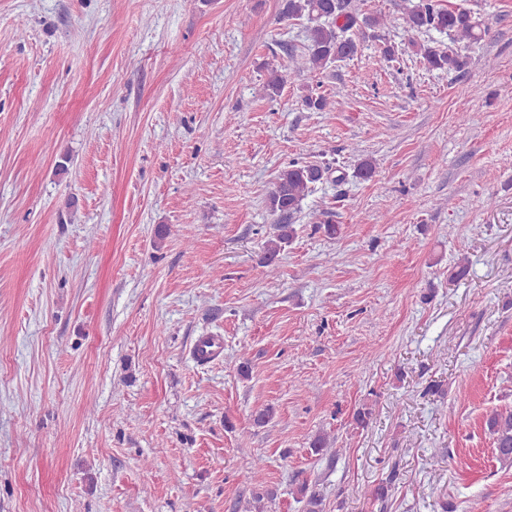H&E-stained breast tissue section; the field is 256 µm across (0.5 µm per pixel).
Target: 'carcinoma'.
<instances>
[{"mask_svg": "<svg viewBox=\"0 0 512 512\" xmlns=\"http://www.w3.org/2000/svg\"><path fill=\"white\" fill-rule=\"evenodd\" d=\"M282 16L306 22L304 51L290 55L289 60V68L297 72H323L334 63L352 58L358 53L360 42L351 31L362 26L376 29L384 25L381 15L360 16L354 0H284ZM404 23L409 32L435 30L447 35L452 43H476L486 33L472 12L445 9L439 0H410ZM417 54L432 69L460 71L467 65L466 57L452 48L440 50L422 45L417 48ZM331 171L327 162L292 161L278 172L266 198L269 211L277 216L273 235L265 242V264L269 273H275L278 255L297 235L293 218L302 200ZM485 426L493 437L498 458L512 463V410L490 413ZM297 495L304 502L305 512H322L323 500L319 493L309 489V484H299Z\"/></svg>", "mask_w": 512, "mask_h": 512, "instance_id": "cac0c4a2", "label": "carcinoma"}]
</instances>
